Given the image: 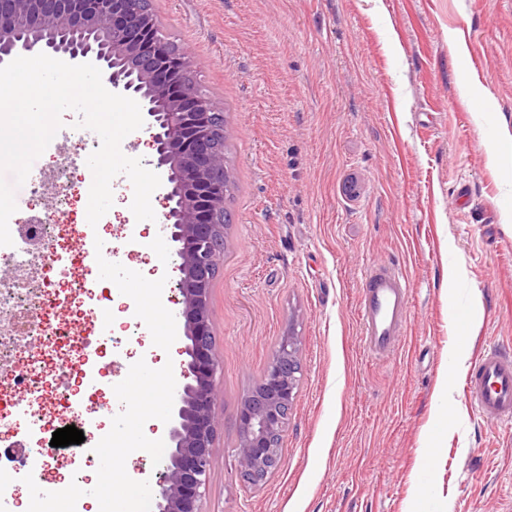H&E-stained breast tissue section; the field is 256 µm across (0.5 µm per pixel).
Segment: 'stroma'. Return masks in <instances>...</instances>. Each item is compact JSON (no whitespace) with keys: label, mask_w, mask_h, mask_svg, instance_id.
Wrapping results in <instances>:
<instances>
[{"label":"stroma","mask_w":512,"mask_h":512,"mask_svg":"<svg viewBox=\"0 0 512 512\" xmlns=\"http://www.w3.org/2000/svg\"><path fill=\"white\" fill-rule=\"evenodd\" d=\"M224 104L225 257L211 290L219 420L201 512H512V427L470 403L466 367L512 353V0H153ZM32 174L70 164L64 222L82 224L86 156L58 135ZM113 259L183 307L177 245L139 222ZM410 283L401 341L373 359L357 319L365 275ZM456 277H449V269ZM301 374L278 469L238 472V413L280 338ZM103 366L163 367L134 308L115 311ZM465 366L451 370L454 349ZM453 417L434 465L437 409Z\"/></svg>","instance_id":"35a3bbf8"}]
</instances>
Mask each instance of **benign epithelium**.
<instances>
[{"label": "benign epithelium", "mask_w": 512, "mask_h": 512, "mask_svg": "<svg viewBox=\"0 0 512 512\" xmlns=\"http://www.w3.org/2000/svg\"><path fill=\"white\" fill-rule=\"evenodd\" d=\"M136 0H0V66L31 51L92 63L112 88L138 95L157 165L167 170L165 223L178 243L187 343L174 394L166 470L151 486L156 512H201L211 469L219 366L210 296L224 260L229 178L224 108L197 84L192 53L159 34L151 7ZM299 340L283 337L238 414L242 479L260 485L281 462V441L296 399Z\"/></svg>", "instance_id": "1"}]
</instances>
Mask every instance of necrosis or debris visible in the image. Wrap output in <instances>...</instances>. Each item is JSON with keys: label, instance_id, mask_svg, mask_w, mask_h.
I'll return each mask as SVG.
<instances>
[{"label": "necrosis or debris", "instance_id": "4bbe7bcc", "mask_svg": "<svg viewBox=\"0 0 512 512\" xmlns=\"http://www.w3.org/2000/svg\"><path fill=\"white\" fill-rule=\"evenodd\" d=\"M12 245L0 246V258L15 260L27 271V286L0 285V318L9 317L18 338L16 345L0 346V374L4 359H11L22 371L0 377V401L27 396L39 404L42 411L57 419H69L71 412L81 410L84 427L90 442H98L107 428L105 417L112 413L106 400L112 380L102 371L100 358L109 338L107 328L111 321V298L99 285L74 278V271L90 269L97 255L111 257V244L96 248V229L85 225L64 224L52 219L35 225L34 237L24 235L22 227L10 223ZM53 269L56 287H47L42 275ZM40 297V341L44 348L42 358L27 362L24 351L26 335L25 301ZM76 376L85 380L82 394H74L67 378Z\"/></svg>", "mask_w": 512, "mask_h": 512}]
</instances>
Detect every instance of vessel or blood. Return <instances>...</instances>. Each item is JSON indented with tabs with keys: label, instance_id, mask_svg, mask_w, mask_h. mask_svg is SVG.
<instances>
[{
	"label": "vessel or blood",
	"instance_id": "b4317fda",
	"mask_svg": "<svg viewBox=\"0 0 512 512\" xmlns=\"http://www.w3.org/2000/svg\"><path fill=\"white\" fill-rule=\"evenodd\" d=\"M408 283L389 264L370 268L366 276L358 316L367 349L376 356L391 352L407 318ZM473 405L490 422L512 425V358L498 350H486L466 380Z\"/></svg>",
	"mask_w": 512,
	"mask_h": 512
}]
</instances>
